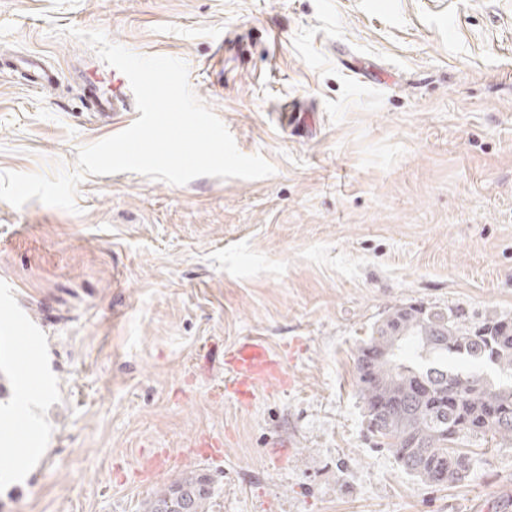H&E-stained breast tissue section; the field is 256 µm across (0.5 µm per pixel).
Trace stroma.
<instances>
[{"mask_svg": "<svg viewBox=\"0 0 512 512\" xmlns=\"http://www.w3.org/2000/svg\"><path fill=\"white\" fill-rule=\"evenodd\" d=\"M74 28L183 60L275 172L0 201V512H141L190 471L211 512H512V443L425 484L368 432L355 368L393 307L512 317V0H0V172L75 169L137 119ZM17 53L57 83L22 85ZM248 339L292 383L243 408L224 352Z\"/></svg>", "mask_w": 512, "mask_h": 512, "instance_id": "stroma-1", "label": "stroma"}]
</instances>
